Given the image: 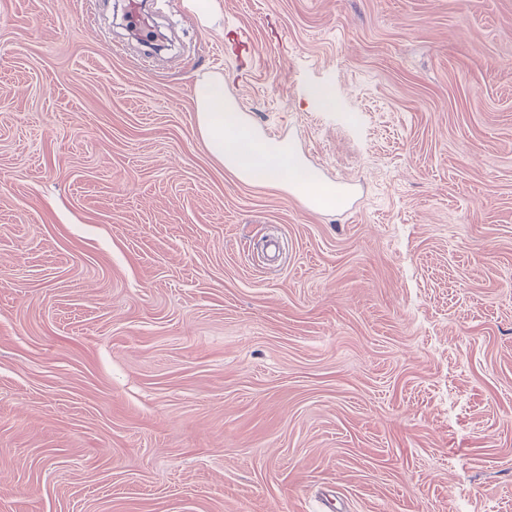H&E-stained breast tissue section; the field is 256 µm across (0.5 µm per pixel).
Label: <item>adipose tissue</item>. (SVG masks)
Wrapping results in <instances>:
<instances>
[{"label":"adipose tissue","mask_w":512,"mask_h":512,"mask_svg":"<svg viewBox=\"0 0 512 512\" xmlns=\"http://www.w3.org/2000/svg\"><path fill=\"white\" fill-rule=\"evenodd\" d=\"M192 91L199 134L216 160L233 153L239 166L249 170L252 182L280 186L290 180L299 184L314 207L335 205L339 190L325 183L314 169L303 166L288 142L272 140L259 146L241 133L238 108L224 94L223 74L195 79Z\"/></svg>","instance_id":"1"}]
</instances>
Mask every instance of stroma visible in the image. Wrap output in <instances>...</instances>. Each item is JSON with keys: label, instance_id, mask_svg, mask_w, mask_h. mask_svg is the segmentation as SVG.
Wrapping results in <instances>:
<instances>
[{"label": "stroma", "instance_id": "obj_1", "mask_svg": "<svg viewBox=\"0 0 512 512\" xmlns=\"http://www.w3.org/2000/svg\"><path fill=\"white\" fill-rule=\"evenodd\" d=\"M152 3L0 0V512H512V0ZM125 2H128L126 5V14L129 23L133 22L136 26L134 29L140 30L139 36L144 42L148 41L153 34V22L151 17L145 12L143 8L145 1L126 0ZM199 134L208 152L222 165L225 154L232 152L238 166L249 170L250 181L257 184L280 186L287 180L299 183L311 206L326 208L335 205L341 191L325 183L312 168L301 164L293 147L287 141H264L262 146L240 131L238 108L224 95V75L211 73L193 83ZM227 159L234 163L231 154ZM288 162V167L283 166Z\"/></svg>", "mask_w": 512, "mask_h": 512}]
</instances>
